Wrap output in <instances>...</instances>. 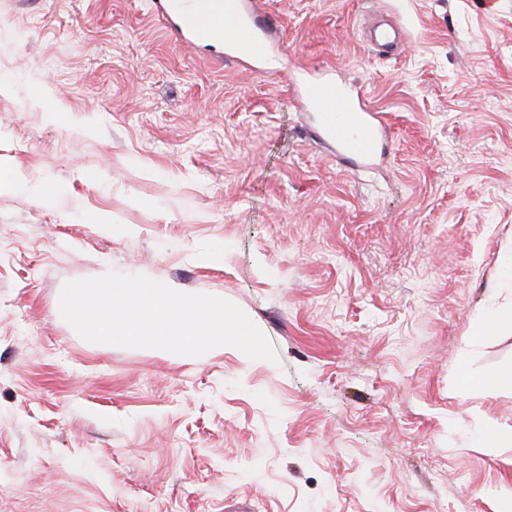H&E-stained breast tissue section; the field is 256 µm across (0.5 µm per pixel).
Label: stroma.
<instances>
[{
    "label": "stroma",
    "instance_id": "stroma-1",
    "mask_svg": "<svg viewBox=\"0 0 512 512\" xmlns=\"http://www.w3.org/2000/svg\"><path fill=\"white\" fill-rule=\"evenodd\" d=\"M258 73L149 0H0V512H498L512 498V0H261ZM403 19L390 59L366 12ZM390 123L371 170L285 69ZM20 187H13L12 178ZM220 251L224 261H207ZM241 307L278 360L82 339L65 283Z\"/></svg>",
    "mask_w": 512,
    "mask_h": 512
}]
</instances>
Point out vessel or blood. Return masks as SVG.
<instances>
[{
    "label": "vessel or blood",
    "instance_id": "vessel-or-blood-1",
    "mask_svg": "<svg viewBox=\"0 0 512 512\" xmlns=\"http://www.w3.org/2000/svg\"><path fill=\"white\" fill-rule=\"evenodd\" d=\"M191 1L165 0L163 6L164 12L179 19L173 31L178 42L220 45L227 58L263 70L269 33L278 25L270 13L259 10L254 0H195L199 8L191 13L187 10ZM408 39L409 32L399 18L375 19L365 27L364 42L376 54L388 53ZM294 85L303 92L318 132L338 154L364 166L384 155L386 120L371 105L363 87L345 82L329 69L307 71Z\"/></svg>",
    "mask_w": 512,
    "mask_h": 512
}]
</instances>
